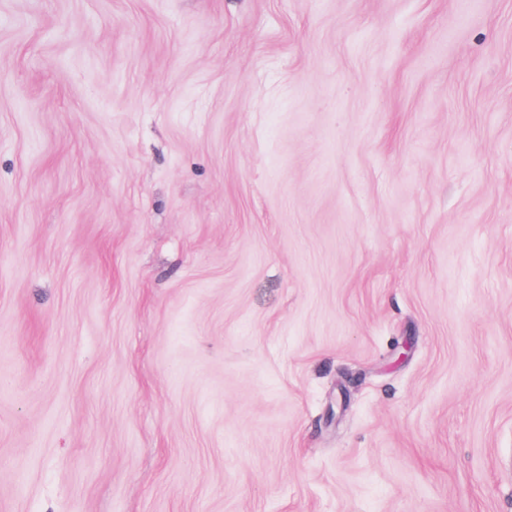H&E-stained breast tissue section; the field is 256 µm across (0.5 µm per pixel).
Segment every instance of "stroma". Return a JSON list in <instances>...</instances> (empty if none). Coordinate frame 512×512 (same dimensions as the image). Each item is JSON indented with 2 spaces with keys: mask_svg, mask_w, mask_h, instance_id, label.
<instances>
[{
  "mask_svg": "<svg viewBox=\"0 0 512 512\" xmlns=\"http://www.w3.org/2000/svg\"><path fill=\"white\" fill-rule=\"evenodd\" d=\"M0 512H512V0H0Z\"/></svg>",
  "mask_w": 512,
  "mask_h": 512,
  "instance_id": "1",
  "label": "stroma"
}]
</instances>
